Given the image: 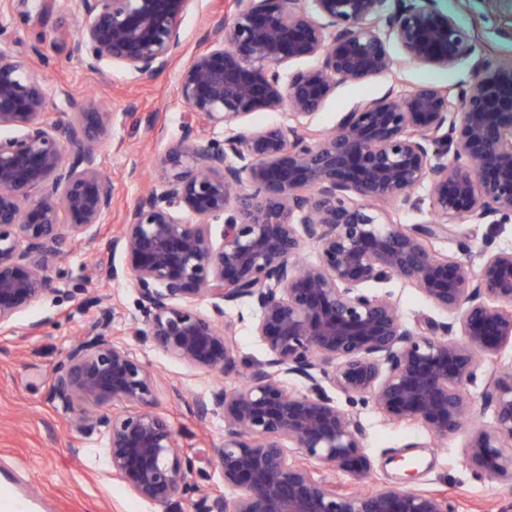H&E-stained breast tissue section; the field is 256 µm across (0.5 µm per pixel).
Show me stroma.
<instances>
[{
  "mask_svg": "<svg viewBox=\"0 0 512 512\" xmlns=\"http://www.w3.org/2000/svg\"><path fill=\"white\" fill-rule=\"evenodd\" d=\"M438 4L478 34L488 53L512 61V0ZM77 9L78 0H68L37 27L15 15H0V23L16 33L17 57L47 76L50 111H65L56 93L62 87L74 100L112 114V128L100 143L103 169L112 181L111 215L93 244L74 247L61 260L62 278L55 291L18 319L14 333L0 335V491L12 488L14 496L27 500L30 512H161L112 478L91 453L98 445L96 438L77 433L68 414L49 399L53 366L87 325L111 311L117 336L158 373L156 407L168 415L194 460L191 483L205 488L219 480L213 451L224 443V421L217 416L199 418L192 410L193 397L212 386L213 377L162 355L136 335L129 320L137 299L132 279L111 277L104 266L110 258L122 263V256L110 254L112 237L127 208L156 178V162L178 139L186 108L177 97L174 72L136 82L117 67L91 73L69 60L61 42L64 33L75 29ZM234 9L233 0H194L183 22L179 62H186L200 47L216 16ZM467 77L463 65L436 69L411 64L392 75L341 85L313 126L330 131L356 102L380 98L391 88H450ZM226 315L236 324L232 342L237 371L222 382L234 387L241 383L242 373L264 359L265 349L249 324L237 323L236 310H227ZM36 321L41 329L29 332V323ZM360 413L367 427L365 451L376 465L377 483L399 479L397 460H409L417 470L414 487L445 493L453 512H512V486L475 475L463 451L465 435L438 440L422 427L386 422L372 407H361Z\"/></svg>",
  "mask_w": 512,
  "mask_h": 512,
  "instance_id": "stroma-1",
  "label": "stroma"
}]
</instances>
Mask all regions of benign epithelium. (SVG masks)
I'll return each mask as SVG.
<instances>
[{
	"label": "benign epithelium",
	"instance_id": "benign-epithelium-1",
	"mask_svg": "<svg viewBox=\"0 0 512 512\" xmlns=\"http://www.w3.org/2000/svg\"><path fill=\"white\" fill-rule=\"evenodd\" d=\"M192 0H79L83 21L63 42L69 59L134 80L166 71L183 42ZM0 25V331L52 291L64 248L90 244L112 211L99 145L112 114L59 90L49 112L42 78ZM396 46L395 57L390 46ZM309 61L304 69H290ZM450 90H389L318 134L315 115L336 86L407 64H460ZM187 120L158 160L161 175L124 216L112 253L138 296L136 333L206 374L237 362L226 309L245 307L266 351L240 387L197 395L199 417L224 418L214 449L220 485L188 481L168 417L155 407L157 374L112 333V313L89 324L49 376L50 399L82 435L101 442L112 474L135 498L193 512H451L448 498L411 486L415 471L373 490L366 426L343 408L371 405L389 422L432 436L464 431L467 386L479 357L512 345V249H474L457 234L512 223V65L482 49L437 0H237L176 76ZM259 111L283 121L246 135ZM222 130L203 137L199 125ZM430 214L399 224L384 206ZM456 239L458 255L434 249ZM314 262H302L305 245ZM400 280L446 314L407 321L391 294ZM209 301V309L198 308ZM302 382L288 388V380ZM492 423L467 431L466 457L483 479L512 485V368L493 366L482 391ZM112 405L89 414L85 405ZM319 462L350 488L318 477Z\"/></svg>",
	"mask_w": 512,
	"mask_h": 512
}]
</instances>
